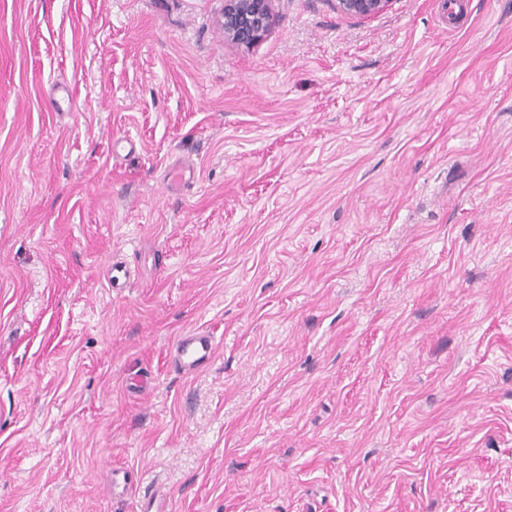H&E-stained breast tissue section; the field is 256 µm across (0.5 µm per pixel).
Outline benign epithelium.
<instances>
[{
    "instance_id": "obj_1",
    "label": "benign epithelium",
    "mask_w": 512,
    "mask_h": 512,
    "mask_svg": "<svg viewBox=\"0 0 512 512\" xmlns=\"http://www.w3.org/2000/svg\"><path fill=\"white\" fill-rule=\"evenodd\" d=\"M273 0H224L219 24L224 39L250 48L274 26ZM393 0H336V10L354 18H371L389 8Z\"/></svg>"
}]
</instances>
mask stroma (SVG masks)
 I'll return each mask as SVG.
<instances>
[{
    "label": "stroma",
    "instance_id": "1",
    "mask_svg": "<svg viewBox=\"0 0 512 512\" xmlns=\"http://www.w3.org/2000/svg\"><path fill=\"white\" fill-rule=\"evenodd\" d=\"M222 8L0 0V512H512V0ZM273 0H224L219 24L225 40L250 48L274 26ZM393 0H336V10L354 18H371L389 8ZM215 352L213 336L198 332L180 336L175 343V361L180 369L188 373L208 366L213 361Z\"/></svg>",
    "mask_w": 512,
    "mask_h": 512
}]
</instances>
